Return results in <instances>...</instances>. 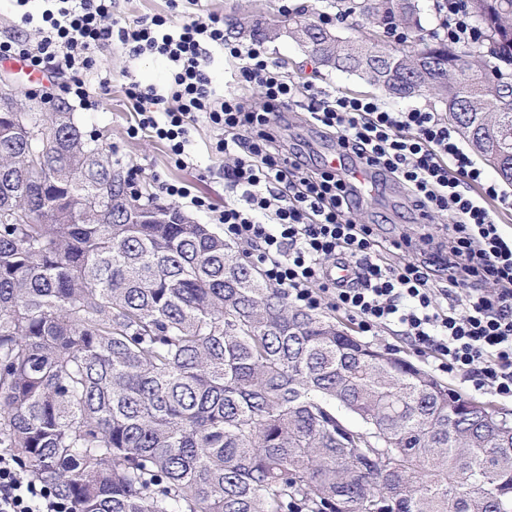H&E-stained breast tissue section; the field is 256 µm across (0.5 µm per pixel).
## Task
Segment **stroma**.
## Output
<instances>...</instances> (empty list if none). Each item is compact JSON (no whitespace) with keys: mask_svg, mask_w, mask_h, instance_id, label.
<instances>
[{"mask_svg":"<svg viewBox=\"0 0 512 512\" xmlns=\"http://www.w3.org/2000/svg\"><path fill=\"white\" fill-rule=\"evenodd\" d=\"M280 0H198L189 4L181 0L180 11L203 16L210 12L229 14L239 10L248 12L268 22L280 18ZM268 49L274 61L286 76L311 85L313 91L328 90L347 94L366 95L371 86L360 76L339 71H315L314 64L294 42L288 38L269 43ZM96 68L98 74L110 76L112 92L103 100L97 111L79 112L78 117L87 130H96L112 151L113 162L124 169L135 172L140 186L159 192L160 182L185 181L191 183L197 194L206 196L215 207H223L231 195L224 173L234 161L212 152L213 131L205 124H198L192 132L190 147L193 165L182 168L176 165L166 146L144 131L137 137L127 134L136 116L130 112L122 92L128 79L142 85L163 87L169 78V66L165 59L155 55L129 58L119 47L112 44L98 51ZM291 149L310 157L313 164L323 165L326 157L336 150L335 139L321 134L308 125L304 115L292 111L288 114V129L285 133ZM355 220L361 224L378 225L380 240H393L401 234L420 236L430 231L436 242H443L441 224H425L419 211L415 210L400 188L390 182L379 183L356 211ZM382 351L407 358L462 396L489 403L493 408L512 412V400H506L489 391L474 390L471 383L460 381L437 370L435 361L428 353L418 351L398 332L383 329L371 339Z\"/></svg>","mask_w":512,"mask_h":512,"instance_id":"stroma-1","label":"stroma"}]
</instances>
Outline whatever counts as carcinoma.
<instances>
[{
	"instance_id": "obj_1",
	"label": "carcinoma",
	"mask_w": 512,
	"mask_h": 512,
	"mask_svg": "<svg viewBox=\"0 0 512 512\" xmlns=\"http://www.w3.org/2000/svg\"><path fill=\"white\" fill-rule=\"evenodd\" d=\"M481 40L389 48L303 11L324 67L425 96L512 183V0ZM422 28L419 0H333ZM42 127L48 141L31 130ZM73 112L0 113V448L73 512H512V433L413 362L273 288L209 224H115Z\"/></svg>"
}]
</instances>
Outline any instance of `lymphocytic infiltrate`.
Returning <instances> with one entry per match:
<instances>
[{
	"instance_id": "obj_1",
	"label": "lymphocytic infiltrate",
	"mask_w": 512,
	"mask_h": 512,
	"mask_svg": "<svg viewBox=\"0 0 512 512\" xmlns=\"http://www.w3.org/2000/svg\"><path fill=\"white\" fill-rule=\"evenodd\" d=\"M21 26L37 41H0V59L17 58L45 78L63 73V100L97 110L109 96L110 78L89 82L97 51L119 42L129 56L156 54L170 64V92L129 80L124 96L138 117V130L165 141L176 164L192 165L190 130L203 122L215 130L218 153L235 157L225 178L233 198L212 211L187 183H165L167 195L212 212L230 239L251 246V259L266 279L303 308L323 306L354 320L359 335L399 327L418 347L433 352L441 371L512 399V233H506L491 202L512 203L501 184L477 165L457 131L440 113L413 106L394 110L372 95L324 93L301 102L302 86L278 71L263 42L229 40L223 16L176 21L174 15H145L122 23L114 0H15ZM443 19L437 36L475 43L481 30L467 0H437ZM238 59L234 82L260 86L265 105L248 109L224 94L209 75L212 50ZM175 108H168V101ZM305 106L309 122L334 136L339 168L304 172L300 155L282 134L286 112ZM383 175L401 186L424 214L448 217V250L421 261L411 255L413 237L383 245L376 228L352 213L361 194L351 168ZM404 255L388 262L386 248ZM346 264L349 282L336 279ZM494 291H485V284ZM0 512H70L68 504L38 485L8 449L0 448Z\"/></svg>"
}]
</instances>
